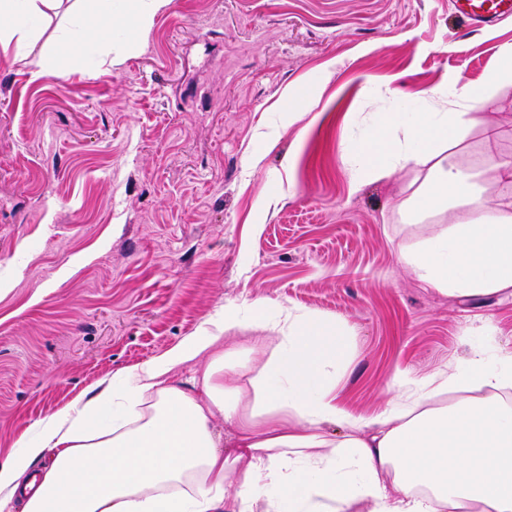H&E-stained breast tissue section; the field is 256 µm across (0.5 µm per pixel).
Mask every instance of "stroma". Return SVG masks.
<instances>
[{"label":"stroma","mask_w":512,"mask_h":512,"mask_svg":"<svg viewBox=\"0 0 512 512\" xmlns=\"http://www.w3.org/2000/svg\"><path fill=\"white\" fill-rule=\"evenodd\" d=\"M508 43L512 15L475 27L451 0H171L146 42L116 24L38 82V53L0 56V462L225 305L342 325L336 401L363 418L399 377L512 351V289L448 296L399 259L460 215H412L427 169L356 187L342 160L393 90L413 112L453 76L483 84ZM447 154L512 213L493 173L512 164V82Z\"/></svg>","instance_id":"35a3bbf8"}]
</instances>
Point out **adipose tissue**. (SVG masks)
<instances>
[{"mask_svg":"<svg viewBox=\"0 0 512 512\" xmlns=\"http://www.w3.org/2000/svg\"><path fill=\"white\" fill-rule=\"evenodd\" d=\"M61 0H0V52L36 43ZM170 0H74L57 38L80 53L123 22L144 34ZM512 47L486 85L456 77L424 92L445 112H388L381 133L348 146L353 182L395 168L428 167L426 201L466 210L455 226L403 262L437 291L479 297L512 288V214H496L483 188L449 166V143L479 123ZM399 128L403 137H388ZM267 303L224 307L209 328L105 382L36 425L0 464V512H512V351L476 354L427 383L399 378L387 407L362 419L336 403L334 372L350 339L312 311L266 317ZM250 332L249 345L225 337ZM189 386L169 380L199 357ZM223 416L227 434L216 433ZM344 427L342 439L324 427ZM54 462L32 474L45 452Z\"/></svg>","mask_w":512,"mask_h":512,"instance_id":"ef3b65f1","label":"adipose tissue"}]
</instances>
